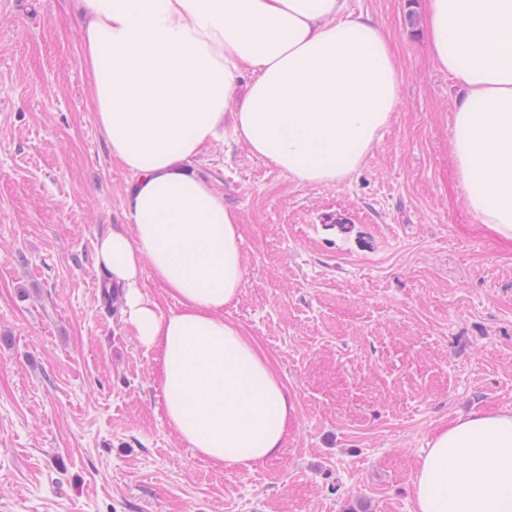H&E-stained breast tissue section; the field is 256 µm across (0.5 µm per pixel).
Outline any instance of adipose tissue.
<instances>
[{
	"label": "adipose tissue",
	"instance_id": "adipose-tissue-1",
	"mask_svg": "<svg viewBox=\"0 0 512 512\" xmlns=\"http://www.w3.org/2000/svg\"><path fill=\"white\" fill-rule=\"evenodd\" d=\"M100 130L133 176L97 265L156 351L166 418L217 465L282 453L296 407L268 356L224 310L244 278L240 219L192 170L232 113L237 138L297 184L356 171L400 102L397 61L347 0H73ZM429 50L465 90L452 155L480 223L512 240V0H428ZM254 79L243 99L244 72ZM151 270L179 303L161 313ZM416 512H512V411L438 429L413 483Z\"/></svg>",
	"mask_w": 512,
	"mask_h": 512
}]
</instances>
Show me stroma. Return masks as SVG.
Wrapping results in <instances>:
<instances>
[{
    "label": "stroma",
    "instance_id": "35a3bbf8",
    "mask_svg": "<svg viewBox=\"0 0 512 512\" xmlns=\"http://www.w3.org/2000/svg\"><path fill=\"white\" fill-rule=\"evenodd\" d=\"M427 0H347L388 36L400 105L348 178L298 185L236 142L193 163L240 216L224 316L286 383L281 456L218 468L169 426L156 355L95 283L123 223L69 0H0V512H414L434 431L512 411V240L451 154L462 92Z\"/></svg>",
    "mask_w": 512,
    "mask_h": 512
}]
</instances>
